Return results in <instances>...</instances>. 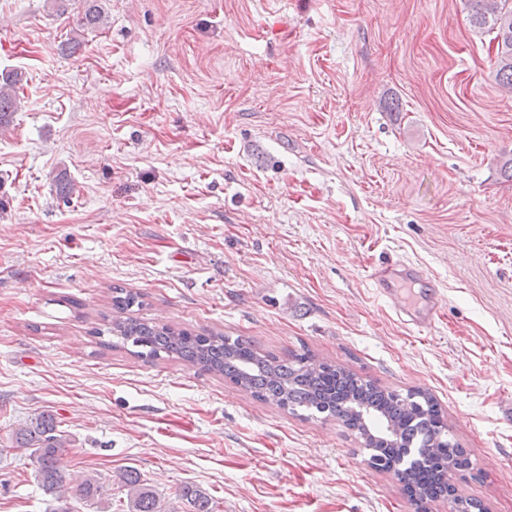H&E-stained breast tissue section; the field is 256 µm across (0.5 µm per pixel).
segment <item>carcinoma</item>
<instances>
[{"label": "carcinoma", "mask_w": 512, "mask_h": 512, "mask_svg": "<svg viewBox=\"0 0 512 512\" xmlns=\"http://www.w3.org/2000/svg\"><path fill=\"white\" fill-rule=\"evenodd\" d=\"M471 24L493 34L496 43L494 81L512 87V0H468ZM101 21L97 0H85L81 26L94 27ZM26 80L20 69L0 74V126L20 105L19 91ZM141 305L139 295L125 288H112V335L122 344L137 348L149 359L172 357L222 375L249 390L253 396L293 412L301 408L339 419L369 451L378 470H388L401 454L413 449L415 462L402 472L399 481L408 497L426 503L448 486V468L470 465L467 452L449 434L447 418L437 400L424 389L397 393L380 388L351 370L317 358L308 352L279 358L258 351L243 336L197 333L168 325L157 326L134 315ZM398 427L391 442L381 437L383 426ZM21 448L33 449L37 480L44 490L57 493L65 475L61 459L65 445L55 434L50 417L40 416L16 432ZM118 482L130 498L129 512H161L155 494L134 470H125ZM181 497L192 512H215L212 499L186 486Z\"/></svg>", "instance_id": "carcinoma-1"}]
</instances>
